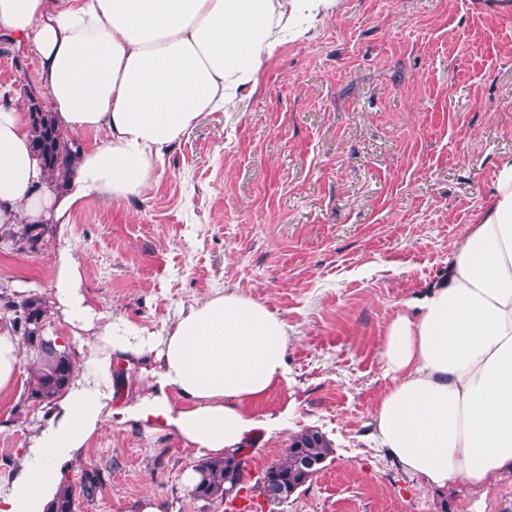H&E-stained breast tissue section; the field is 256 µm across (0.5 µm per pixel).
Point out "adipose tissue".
<instances>
[{"mask_svg":"<svg viewBox=\"0 0 512 512\" xmlns=\"http://www.w3.org/2000/svg\"><path fill=\"white\" fill-rule=\"evenodd\" d=\"M339 0H0V37L35 48L56 125L102 130L62 189L32 151L27 108L0 104V227L66 224L90 193L115 201L152 186L164 153L201 113L234 110L285 37L312 38ZM447 281L403 303L381 347L391 384L372 417L380 450L433 488L486 486L512 472V159L448 259ZM72 243L57 253L53 301L98 350L33 434L0 512H45L59 469L105 423L172 432L214 458L261 421L248 401L287 376L288 325L235 293L182 310L162 334L102 322ZM146 390L111 407L114 368Z\"/></svg>","mask_w":512,"mask_h":512,"instance_id":"1","label":"adipose tissue"}]
</instances>
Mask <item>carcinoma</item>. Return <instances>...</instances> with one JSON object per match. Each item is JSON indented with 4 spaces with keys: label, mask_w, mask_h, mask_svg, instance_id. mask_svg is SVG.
<instances>
[{
    "label": "carcinoma",
    "mask_w": 512,
    "mask_h": 512,
    "mask_svg": "<svg viewBox=\"0 0 512 512\" xmlns=\"http://www.w3.org/2000/svg\"><path fill=\"white\" fill-rule=\"evenodd\" d=\"M33 132L32 149L47 174V180L58 187L67 182L72 173L80 146L68 142L55 125L52 113L35 109L31 113ZM45 225L23 224L18 230H8L9 236L20 242L35 245L43 236ZM4 308L13 313L11 328L32 351V362L27 367L25 390L28 398L51 404L71 385L74 377L73 357L70 350L60 347L48 356L42 353L48 338L43 336L45 301L39 297L26 296L15 300L7 295L0 297ZM332 453V443L321 432L305 429L291 438L284 458L269 466L263 473L268 487L281 489L289 486L301 487L306 483L305 470L312 462L324 461ZM199 482L190 490L195 498L225 499L230 492L240 494L246 485L244 459L232 455L202 461L197 468ZM103 484L97 470L85 472L80 481H64L46 512H75L80 497L93 495Z\"/></svg>",
    "instance_id": "1"
}]
</instances>
